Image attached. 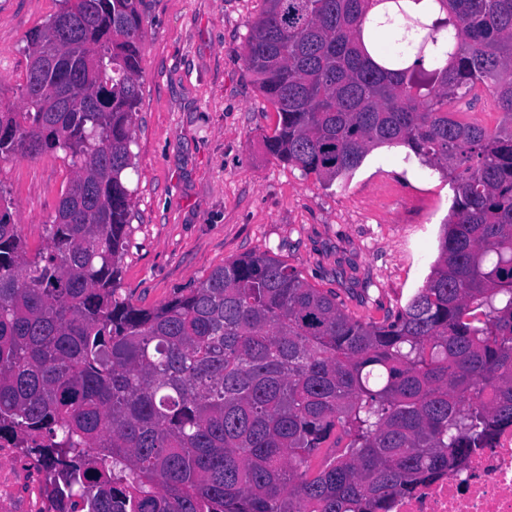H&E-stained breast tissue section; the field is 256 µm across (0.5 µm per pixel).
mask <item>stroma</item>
I'll use <instances>...</instances> for the list:
<instances>
[{
  "instance_id": "obj_1",
  "label": "stroma",
  "mask_w": 512,
  "mask_h": 512,
  "mask_svg": "<svg viewBox=\"0 0 512 512\" xmlns=\"http://www.w3.org/2000/svg\"><path fill=\"white\" fill-rule=\"evenodd\" d=\"M264 0H144L142 103L132 146L134 218L121 293L158 306L225 262L266 252L351 312L383 315L428 277L452 190L402 147L370 152L346 179L268 156L277 121L246 67ZM57 0H0V100L22 106L27 39ZM70 178L62 155L0 161V188L30 250Z\"/></svg>"
}]
</instances>
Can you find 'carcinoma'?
Here are the masks:
<instances>
[{"label":"carcinoma","mask_w":512,"mask_h":512,"mask_svg":"<svg viewBox=\"0 0 512 512\" xmlns=\"http://www.w3.org/2000/svg\"><path fill=\"white\" fill-rule=\"evenodd\" d=\"M58 2L23 107L0 100V161L72 171L34 252L0 189V440L37 447L60 512H387L492 447L512 425V0H264L251 25L270 156L330 187L404 147L451 186L430 275L379 320L265 253L155 308L123 298L143 0ZM478 86L493 129L450 112Z\"/></svg>","instance_id":"1"}]
</instances>
